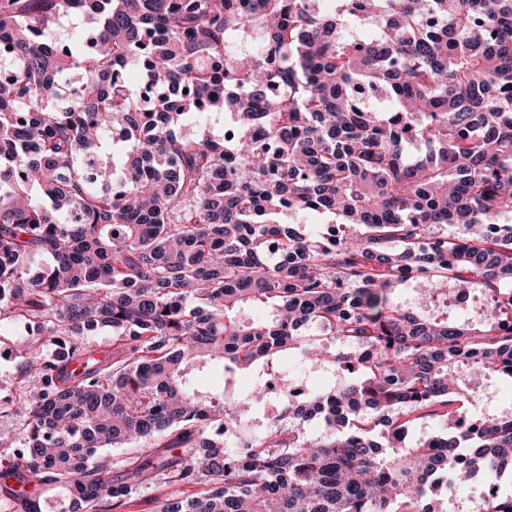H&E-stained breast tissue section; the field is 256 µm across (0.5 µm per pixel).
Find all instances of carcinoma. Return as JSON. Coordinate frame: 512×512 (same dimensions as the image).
<instances>
[{"label": "carcinoma", "mask_w": 512, "mask_h": 512, "mask_svg": "<svg viewBox=\"0 0 512 512\" xmlns=\"http://www.w3.org/2000/svg\"><path fill=\"white\" fill-rule=\"evenodd\" d=\"M5 50L0 337L29 334L0 512L153 485L154 512H443L450 477L512 512V414L464 406L512 381V325L448 307L512 296V0H0ZM292 353L323 377L299 406L264 386ZM207 366L254 386L201 391ZM226 424L255 431L234 456Z\"/></svg>", "instance_id": "carcinoma-1"}]
</instances>
